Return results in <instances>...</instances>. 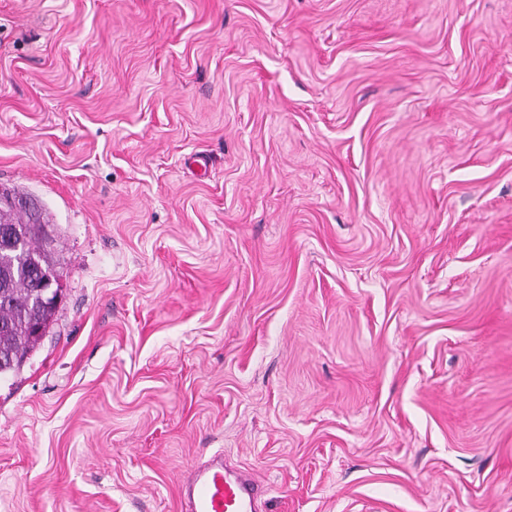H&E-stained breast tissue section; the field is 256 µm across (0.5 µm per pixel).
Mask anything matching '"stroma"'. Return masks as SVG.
Here are the masks:
<instances>
[{"mask_svg":"<svg viewBox=\"0 0 512 512\" xmlns=\"http://www.w3.org/2000/svg\"><path fill=\"white\" fill-rule=\"evenodd\" d=\"M1 193L0 512H512V0H0ZM29 222L0 215V239L6 233L14 238L0 251V374L20 369L57 307L42 298L38 276L40 271L60 276L47 259L40 224ZM31 325H40L43 331H36L42 335L34 336ZM179 494L187 512H256L260 485L224 471L223 456L215 454L188 470Z\"/></svg>","mask_w":512,"mask_h":512,"instance_id":"obj_1","label":"stroma"}]
</instances>
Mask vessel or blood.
<instances>
[{
  "label": "vessel or blood",
  "instance_id": "b4317fda",
  "mask_svg": "<svg viewBox=\"0 0 512 512\" xmlns=\"http://www.w3.org/2000/svg\"><path fill=\"white\" fill-rule=\"evenodd\" d=\"M187 512H257L260 486L224 469L221 455L192 466L180 489Z\"/></svg>",
  "mask_w": 512,
  "mask_h": 512
}]
</instances>
